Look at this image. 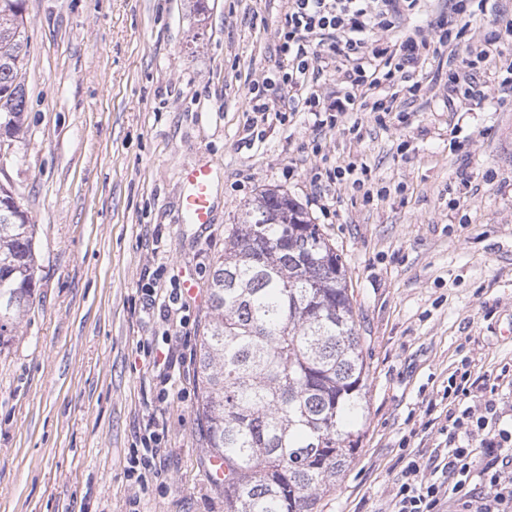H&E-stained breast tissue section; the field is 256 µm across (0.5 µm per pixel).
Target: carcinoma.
Returning <instances> with one entry per match:
<instances>
[{
    "label": "carcinoma",
    "instance_id": "cac0c4a2",
    "mask_svg": "<svg viewBox=\"0 0 512 512\" xmlns=\"http://www.w3.org/2000/svg\"><path fill=\"white\" fill-rule=\"evenodd\" d=\"M23 0H0V137L23 132ZM227 228L198 339L209 457L224 512H317L357 449L368 366L342 257L288 194L267 189ZM35 225L0 184V345L36 286Z\"/></svg>",
    "mask_w": 512,
    "mask_h": 512
}]
</instances>
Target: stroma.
Instances as JSON below:
<instances>
[{
	"label": "stroma",
	"mask_w": 512,
	"mask_h": 512,
	"mask_svg": "<svg viewBox=\"0 0 512 512\" xmlns=\"http://www.w3.org/2000/svg\"><path fill=\"white\" fill-rule=\"evenodd\" d=\"M24 0L25 133L0 142V183L35 226L34 301L0 346V512H224L197 419L196 344L224 229L267 188L295 199L342 255L365 338L367 409L355 457L318 512H389L404 451L442 441L462 364L512 366V96H427L377 120L317 129L304 112L250 138L255 85L280 109L288 0ZM365 165L383 199L312 177ZM219 167L212 224L183 221V174ZM469 183H462V175ZM196 297L149 299L152 278ZM170 351L167 368L153 364ZM157 474L130 480L150 418Z\"/></svg>",
	"instance_id": "1"
}]
</instances>
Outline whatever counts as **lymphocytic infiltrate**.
Returning <instances> with one entry per match:
<instances>
[{
    "instance_id": "obj_1",
    "label": "lymphocytic infiltrate",
    "mask_w": 512,
    "mask_h": 512,
    "mask_svg": "<svg viewBox=\"0 0 512 512\" xmlns=\"http://www.w3.org/2000/svg\"><path fill=\"white\" fill-rule=\"evenodd\" d=\"M490 0H450V10L400 33L402 22L421 13V0H289L278 28L277 49L288 59L282 81L301 91L297 104L315 117L317 127L335 128L340 113L394 112V87L404 83L417 98L424 89L413 75L422 59L445 56L444 86L449 101L481 102L474 70L499 48L512 44V14H500L498 27L485 38L474 57L458 59L466 26L459 16L485 13ZM339 64L342 85L331 103L311 86L320 71ZM504 374L494 370L458 372L444 390L448 401L439 429L444 448L431 455H408L391 494L390 512H441L444 501L457 512H512V427L502 425L499 407ZM482 489L471 488L473 472Z\"/></svg>"
}]
</instances>
